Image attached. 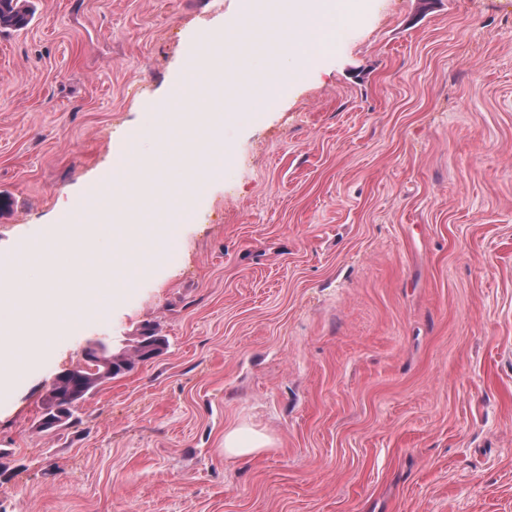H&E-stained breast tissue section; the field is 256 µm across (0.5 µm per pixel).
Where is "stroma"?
Listing matches in <instances>:
<instances>
[{"label":"stroma","instance_id":"1","mask_svg":"<svg viewBox=\"0 0 512 512\" xmlns=\"http://www.w3.org/2000/svg\"><path fill=\"white\" fill-rule=\"evenodd\" d=\"M0 33V266L40 288L66 205L123 154L127 214L86 261L102 311L0 395V512H512V0H370L274 107L200 99L199 37L257 80L280 0H33ZM231 153L173 240L181 129ZM157 357L37 429L91 340ZM271 444L224 453V434ZM224 44L219 38L203 35L191 50V60L194 66L190 70L203 67L204 62L211 56H223Z\"/></svg>","mask_w":512,"mask_h":512}]
</instances>
